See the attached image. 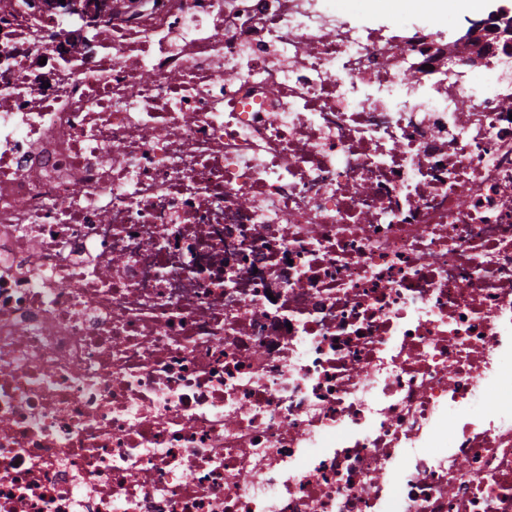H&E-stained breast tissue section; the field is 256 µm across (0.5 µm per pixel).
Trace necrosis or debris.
<instances>
[{"instance_id": "4bbe7bcc", "label": "necrosis or debris", "mask_w": 512, "mask_h": 512, "mask_svg": "<svg viewBox=\"0 0 512 512\" xmlns=\"http://www.w3.org/2000/svg\"><path fill=\"white\" fill-rule=\"evenodd\" d=\"M109 4L0 0V512H512V38Z\"/></svg>"}]
</instances>
